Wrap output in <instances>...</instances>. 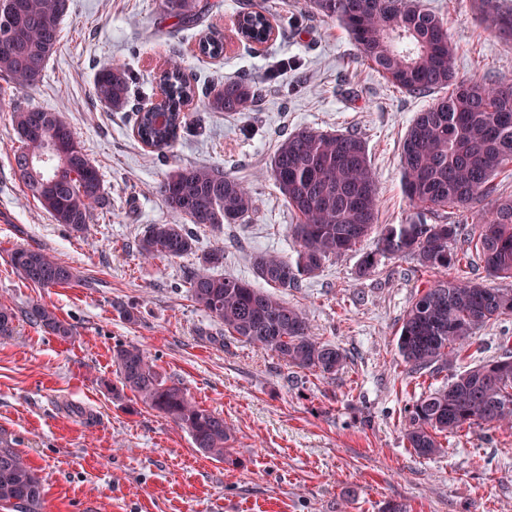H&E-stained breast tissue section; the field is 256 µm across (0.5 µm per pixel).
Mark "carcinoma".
Returning a JSON list of instances; mask_svg holds the SVG:
<instances>
[{"mask_svg": "<svg viewBox=\"0 0 512 512\" xmlns=\"http://www.w3.org/2000/svg\"><path fill=\"white\" fill-rule=\"evenodd\" d=\"M16 11L13 55H0V78L18 87L38 82L60 47L61 0H0ZM485 26L512 35V8L500 0H472ZM164 11L184 27L196 26L211 9L208 0H163ZM306 12L333 19L379 74L415 96L446 89L417 113L401 147L403 191L411 212L400 224L376 230L378 194L365 141L355 132L332 133L311 127L283 135L271 164L276 188L297 222L291 233L296 256L272 253L253 257L258 287L242 278L218 277L211 269L223 263L224 247L204 254L188 280L192 300L224 325L229 337L271 351L294 367L332 380L346 364L338 347L314 336L308 319L281 298L315 275L323 262L356 248L376 234L373 250L361 257L357 275L375 273L383 258L410 256L443 278L412 302L397 330L396 347L410 373L439 372L470 346L476 331L512 315V288H490L475 279L448 278L460 264L448 243L462 236L463 224H430L428 215L448 206L471 208L494 192L495 177L512 166V83L464 81L456 77L455 50L443 20L422 0H303ZM246 39L262 40L268 18L247 3L239 12ZM199 51L224 53L214 34L199 39ZM132 77L125 66L105 64L96 73L94 91L103 104L127 106ZM164 97L152 112L137 110L136 136L151 151L165 153L192 123L186 104L195 85L177 65L162 72ZM258 97L246 77L224 82L207 97L206 112H244ZM20 146L14 152V175L57 224L76 233L90 230L93 211L106 199L102 175L90 161L68 123L57 112L38 107L13 110ZM167 208L176 218L151 224L138 244L146 259H176L194 252L196 237L187 225L206 224L220 231L239 224L255 211V200L239 178L219 166L171 169L160 183ZM475 248L489 277L512 278V198L497 197L478 210L473 228ZM11 264L27 283L39 288L69 285L74 269L39 247H18ZM25 319L44 332L65 339L70 325L55 311L31 303L20 311L0 304V338L14 335ZM113 360L119 384L115 398L130 391L144 406L171 418L195 447L228 464L233 458V431L224 416L206 409L178 383L156 370L138 346L117 343ZM408 447L421 457L442 448L438 437L455 435L474 424L489 428L512 424V351L476 364L424 392L406 409ZM44 488L37 470L0 435V506L21 501L16 512H42Z\"/></svg>", "mask_w": 512, "mask_h": 512, "instance_id": "obj_1", "label": "carcinoma"}]
</instances>
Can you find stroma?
Wrapping results in <instances>:
<instances>
[{"label":"stroma","mask_w":512,"mask_h":512,"mask_svg":"<svg viewBox=\"0 0 512 512\" xmlns=\"http://www.w3.org/2000/svg\"><path fill=\"white\" fill-rule=\"evenodd\" d=\"M197 26L177 29L162 0H69L61 45L30 87L0 80V303L39 302L70 324L67 339L19 321L0 339V433L37 470L44 512H512V428L472 425L420 457L404 439V409L428 389L480 361L512 350V316L478 330L451 369L410 377L395 334L416 295L433 283L412 258L382 259L374 275L355 274L356 251L327 259L284 298L301 309L320 341L344 350L335 379L290 366L276 354L224 340V327L185 285L201 253L224 248L216 275L249 279L260 252L291 259L296 218L271 177L282 135L299 127L354 131L366 143L379 197L378 224L409 212L402 190L401 143L430 100L397 91L369 68L335 21L305 13L303 0H252L276 34L263 47L239 37L241 0H215ZM456 48L460 79L512 82V39L482 23L470 0H424ZM224 37V53L201 55V36ZM180 62L198 89L190 113H203L165 154L133 134L134 108L159 90ZM118 62L134 78L131 106L98 102L94 78ZM250 76L263 89L256 107L203 112L224 80ZM60 113L99 168L107 199L78 236L54 223L15 179L16 108ZM220 166L249 186L256 211L223 233L196 230L194 254L146 260L137 249L149 225L172 220L158 184L176 166ZM19 246L41 247L73 267L70 285L36 288L10 264ZM131 309L133 319L122 315ZM147 350L158 372L179 382L233 429L237 465L195 448L169 417L113 399L115 342Z\"/></svg>","instance_id":"1"}]
</instances>
